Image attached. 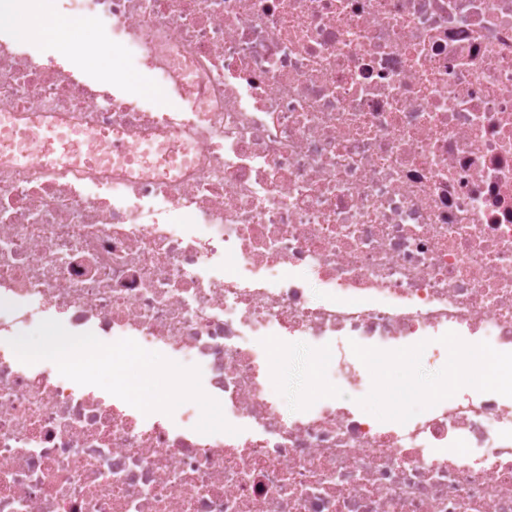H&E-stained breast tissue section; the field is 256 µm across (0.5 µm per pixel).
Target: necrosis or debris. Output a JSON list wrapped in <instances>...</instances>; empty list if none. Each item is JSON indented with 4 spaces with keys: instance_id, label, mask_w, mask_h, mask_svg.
Listing matches in <instances>:
<instances>
[{
    "instance_id": "necrosis-or-debris-1",
    "label": "necrosis or debris",
    "mask_w": 512,
    "mask_h": 512,
    "mask_svg": "<svg viewBox=\"0 0 512 512\" xmlns=\"http://www.w3.org/2000/svg\"><path fill=\"white\" fill-rule=\"evenodd\" d=\"M70 8L203 114L169 127L0 37V341L55 319L165 351L235 431L0 351V512H512V389L363 408L375 357L512 364V0ZM267 339L333 354L298 414Z\"/></svg>"
}]
</instances>
